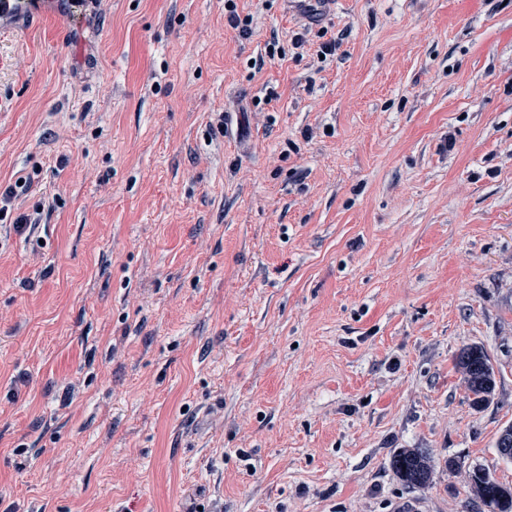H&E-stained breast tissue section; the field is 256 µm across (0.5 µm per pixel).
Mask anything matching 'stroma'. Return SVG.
Here are the masks:
<instances>
[{
  "instance_id": "obj_1",
  "label": "stroma",
  "mask_w": 512,
  "mask_h": 512,
  "mask_svg": "<svg viewBox=\"0 0 512 512\" xmlns=\"http://www.w3.org/2000/svg\"><path fill=\"white\" fill-rule=\"evenodd\" d=\"M237 4L0 20V512H475L474 469L512 484V0ZM236 2V0H224V17L227 24L243 35L250 34L252 31L253 17L249 14L241 16L237 10ZM458 366L477 405L491 401L496 388V372L483 347L469 345L458 356ZM388 465L404 487H425L432 480V459L424 448H397Z\"/></svg>"
}]
</instances>
